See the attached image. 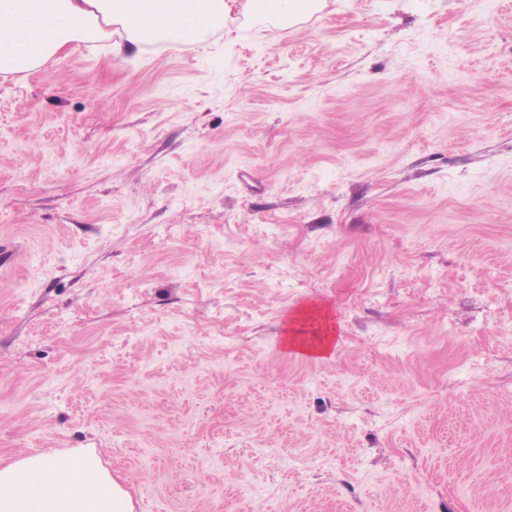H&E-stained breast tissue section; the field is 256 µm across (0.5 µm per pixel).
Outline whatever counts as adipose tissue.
Here are the masks:
<instances>
[{
  "mask_svg": "<svg viewBox=\"0 0 512 512\" xmlns=\"http://www.w3.org/2000/svg\"><path fill=\"white\" fill-rule=\"evenodd\" d=\"M319 0H0V75L28 76L57 54L112 41L201 44L232 11L300 21ZM129 493L90 451L27 456L0 467V512H133Z\"/></svg>",
  "mask_w": 512,
  "mask_h": 512,
  "instance_id": "obj_1",
  "label": "adipose tissue"
}]
</instances>
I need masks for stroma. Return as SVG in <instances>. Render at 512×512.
Returning <instances> with one entry per match:
<instances>
[{
  "mask_svg": "<svg viewBox=\"0 0 512 512\" xmlns=\"http://www.w3.org/2000/svg\"><path fill=\"white\" fill-rule=\"evenodd\" d=\"M87 449L134 512H512V0L0 78V466ZM322 318L328 321L327 315H324ZM322 318H319L321 323L322 336H319L316 342L307 343L306 341L302 340L300 336H296L295 330L290 329L289 336H286L285 338L287 343L293 348H297L318 356H321V354L327 352L331 347L332 341L334 339V327L332 323L328 324L322 321Z\"/></svg>",
  "mask_w": 512,
  "mask_h": 512,
  "instance_id": "obj_1",
  "label": "stroma"
}]
</instances>
